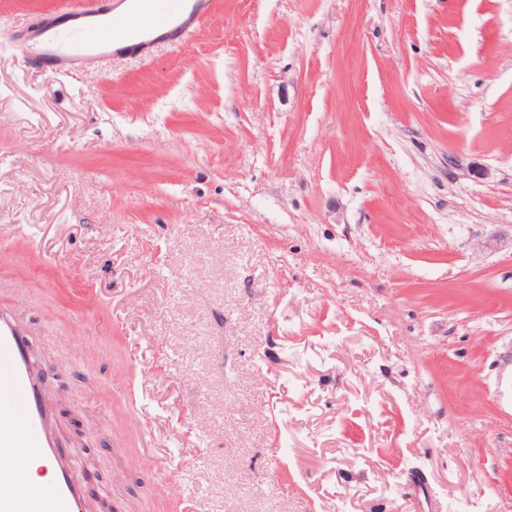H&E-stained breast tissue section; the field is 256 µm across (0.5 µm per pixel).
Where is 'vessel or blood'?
Returning <instances> with one entry per match:
<instances>
[{"label": "vessel or blood", "instance_id": "1", "mask_svg": "<svg viewBox=\"0 0 512 512\" xmlns=\"http://www.w3.org/2000/svg\"><path fill=\"white\" fill-rule=\"evenodd\" d=\"M134 19L136 37L123 45L111 39L116 0H79L65 10L73 20H86L99 30L98 46L80 41L43 46L45 21H25L17 29L15 43L25 61L62 73L96 67L113 57H148L155 45L151 34L161 31L170 45H184L212 8V0H126ZM0 448H27L50 470L47 484L16 491L14 464L0 465V512H87L89 491L73 478L64 449L55 441V422L46 387L36 374L29 339L13 312L0 311Z\"/></svg>", "mask_w": 512, "mask_h": 512}]
</instances>
